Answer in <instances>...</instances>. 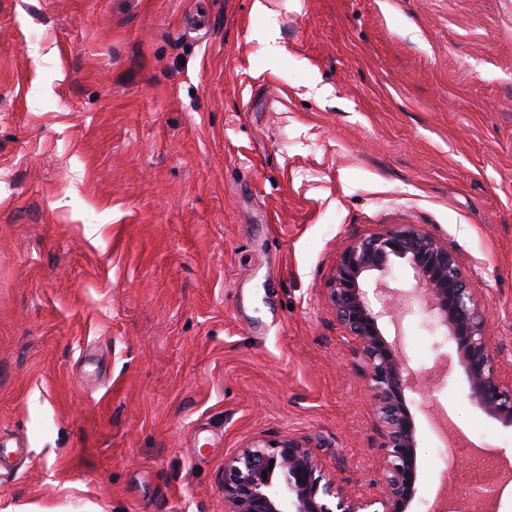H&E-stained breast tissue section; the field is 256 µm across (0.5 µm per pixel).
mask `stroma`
Segmentation results:
<instances>
[{
    "label": "stroma",
    "mask_w": 512,
    "mask_h": 512,
    "mask_svg": "<svg viewBox=\"0 0 512 512\" xmlns=\"http://www.w3.org/2000/svg\"><path fill=\"white\" fill-rule=\"evenodd\" d=\"M252 4L0 0V434L28 446L0 512H225V461L288 437L381 498L328 288L398 225L456 255L512 378V0ZM414 285L367 278L413 372L410 512H450L471 459L447 441L503 452L512 427L431 313L390 309Z\"/></svg>",
    "instance_id": "1"
}]
</instances>
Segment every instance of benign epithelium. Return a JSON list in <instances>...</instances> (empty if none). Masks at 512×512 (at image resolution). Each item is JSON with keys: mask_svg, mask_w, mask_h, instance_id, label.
I'll return each instance as SVG.
<instances>
[{"mask_svg": "<svg viewBox=\"0 0 512 512\" xmlns=\"http://www.w3.org/2000/svg\"><path fill=\"white\" fill-rule=\"evenodd\" d=\"M396 261L406 262L415 286L394 302L399 311L424 304L456 344L458 363L469 386L468 398L481 411L512 425V383L494 367L482 307L452 251L411 225H400L348 246L329 282L338 319L356 341L363 360L359 375L370 388L385 424L388 470L378 500H358L333 486L309 449L292 439L268 440L242 449L224 463L227 512H408L418 478L414 423L407 405L406 367L396 342L379 328L363 288L369 272L383 276Z\"/></svg>", "mask_w": 512, "mask_h": 512, "instance_id": "7a95c632", "label": "benign epithelium"}]
</instances>
